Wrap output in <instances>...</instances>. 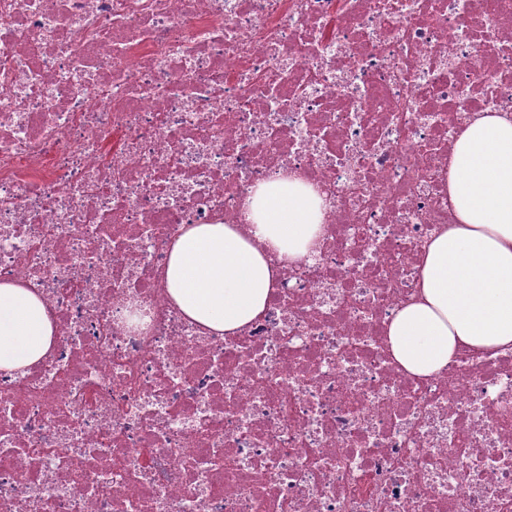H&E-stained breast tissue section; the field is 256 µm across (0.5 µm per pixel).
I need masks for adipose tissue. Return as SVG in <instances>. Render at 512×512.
Instances as JSON below:
<instances>
[{"instance_id":"1","label":"adipose tissue","mask_w":512,"mask_h":512,"mask_svg":"<svg viewBox=\"0 0 512 512\" xmlns=\"http://www.w3.org/2000/svg\"><path fill=\"white\" fill-rule=\"evenodd\" d=\"M464 125L448 162L456 221L427 244L418 291L387 327L393 358L418 377L444 371L464 349H512V114L478 112ZM322 205L318 191L293 176L251 193L252 237L233 224L186 225L166 270L175 306L216 336L260 318L280 263L316 249ZM54 334L41 296L0 282V371H27L48 356Z\"/></svg>"}]
</instances>
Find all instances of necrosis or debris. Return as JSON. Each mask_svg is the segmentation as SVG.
Returning a JSON list of instances; mask_svg holds the SVG:
<instances>
[{"label":"necrosis or debris","mask_w":512,"mask_h":512,"mask_svg":"<svg viewBox=\"0 0 512 512\" xmlns=\"http://www.w3.org/2000/svg\"><path fill=\"white\" fill-rule=\"evenodd\" d=\"M0 54V281L56 327L0 372V512L512 503V352L421 379L386 336L455 219L465 113L512 111V0H0ZM291 175L316 255L208 335L172 242L251 234L252 189Z\"/></svg>","instance_id":"4bbe7bcc"}]
</instances>
